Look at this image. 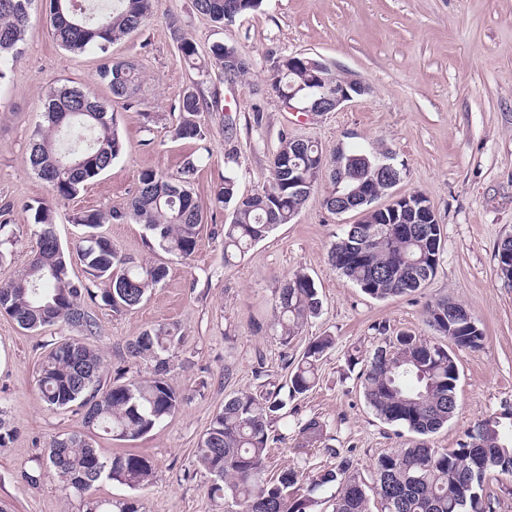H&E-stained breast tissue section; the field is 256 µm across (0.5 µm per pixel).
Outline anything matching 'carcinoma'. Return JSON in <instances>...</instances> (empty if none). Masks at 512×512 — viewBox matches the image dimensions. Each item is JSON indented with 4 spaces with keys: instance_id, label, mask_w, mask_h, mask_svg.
Here are the masks:
<instances>
[{
    "instance_id": "obj_1",
    "label": "carcinoma",
    "mask_w": 512,
    "mask_h": 512,
    "mask_svg": "<svg viewBox=\"0 0 512 512\" xmlns=\"http://www.w3.org/2000/svg\"><path fill=\"white\" fill-rule=\"evenodd\" d=\"M35 0H0V80L22 55V45ZM195 0V8L216 27L260 8L263 0ZM157 0H112L94 6L91 0H49L50 31L59 44L73 52L88 49L108 52L110 46L138 31L153 15ZM172 38L184 61L198 76L209 75L214 65L230 79L249 73L250 62L224 42L210 47L209 60L200 58L195 42L177 25ZM237 54L239 62L224 68V55ZM330 84H322L305 68L288 71V57L271 68V87L288 100V84L309 102L326 96ZM98 79L114 99L129 101L140 87V76L129 60L112 58L98 70ZM193 83L183 93L178 110L181 121L173 129L177 139H206L198 115L208 103ZM123 142L104 105L76 87L54 88L44 103V124L35 130L29 165L49 185L56 201L74 197L97 178L123 152ZM336 159H324L318 145L285 137L272 159V181L265 189L240 194L231 175L216 186L213 205L230 211L224 225V262L229 264L251 246L266 239L280 224L291 222L314 190L319 177L329 174L334 191L325 205L336 212V200L348 196L360 182L375 191L390 192L385 184L384 161L377 155L354 150ZM197 160L187 159L180 171L168 175L155 170L141 172L138 186L123 211H85L75 218L86 228L78 253L90 281L105 287L93 291L70 271V252L55 233L54 208L41 202L34 208L36 245L20 274L0 283V310L21 328L37 330L58 322L80 328L87 336L97 333L98 323L84 309L85 299L100 300L114 314L137 309L148 292L167 276L163 264L140 262L117 248L99 228L129 219L144 226L152 245L168 255L186 259L196 250L203 213L191 185ZM442 250L438 224H414L404 237L370 224L366 217L350 224L331 248L333 269L355 283L366 295L379 300L411 294L435 274ZM454 302L440 299L425 307L427 323L460 348L478 349L485 336L479 327L460 326ZM321 301L312 279L300 270L287 277L273 304L274 321L283 342L296 337L309 319L317 316ZM180 341L177 328L159 326L142 332L127 343L134 363L149 366L146 378L102 384L103 359L83 339L64 338L53 344L38 370L42 400L55 409L73 405L82 409L85 431L56 439L44 454L45 468L55 471L71 494L79 498L81 512H138L130 499L102 497L98 484L116 481L131 489L149 483L152 462L135 453L105 457L93 434L102 432L117 440L134 441L157 424L178 413L183 397L169 382L170 356ZM335 346V337L321 335L309 341L280 390L257 394L240 391L224 401L196 448L198 462L215 478L209 494L235 512H315L316 493L335 488L331 512H370V498L377 512H493L491 501L481 494L491 472H512V412L490 414L465 434L452 450L435 448L427 437L447 425L457 410L458 366L448 349L402 331L384 340L361 374L364 398L378 418L406 427L420 436L409 448L378 458L372 484L356 475V463L342 456L336 466L316 475L288 469L273 478L267 474L271 428L285 406L281 390L295 397L311 390L319 380V362ZM301 447L315 446L323 426L315 418L299 429ZM481 445L487 465L472 469L473 444Z\"/></svg>"
}]
</instances>
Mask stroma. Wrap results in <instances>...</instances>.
<instances>
[{
    "mask_svg": "<svg viewBox=\"0 0 512 512\" xmlns=\"http://www.w3.org/2000/svg\"><path fill=\"white\" fill-rule=\"evenodd\" d=\"M174 24L200 54L221 41L250 62L241 80L211 69L203 91L217 98L218 108L198 117L207 133L202 144L171 134L179 101L195 77L172 39ZM283 55L319 58L369 91L335 112L310 117L288 111L270 85L272 62ZM110 57L135 62L141 87L134 100L112 98L99 82L97 70ZM63 84L106 102L124 144L107 172L56 203L55 231L64 248L73 249L84 231L74 221L77 214L124 208L142 171L177 172L192 154L199 158L192 189L205 221L186 259L150 250L143 225L115 221L101 228L122 252L169 270L129 313L85 301L99 324L89 342L103 357V380L147 376L146 366L129 359L128 341L174 324L182 340L169 378L187 403L138 440L97 439L104 456L132 451L154 465L144 487L106 481L99 495L135 500L139 512H224L223 501L207 493L211 476L197 460L199 440L228 395L283 383L310 339L323 334L335 336L336 344L321 361L318 384L288 399V418L276 425L287 438L272 443L267 470L315 473L343 455L355 460L363 481H371L380 456L412 446L417 436L377 418L363 396L360 369L348 365L346 354L357 349L372 355L384 335L400 331L450 346L426 322L431 299L462 304L485 333L481 349L450 347L459 370L458 408L431 444L457 448L475 422L512 408V287L499 279L495 259L498 242L512 236V0H263L257 11L222 29L195 9L194 0H158L145 26L105 54L61 47L51 35L45 0H37L23 53L0 81V224L15 238L0 261V281L26 266L35 244L30 207L52 197L28 155L43 122L42 102ZM285 136L315 141L328 156L340 147L390 153L401 172L395 193L426 196L441 227L443 250L425 288L377 300L331 268L332 245L359 215L327 210L324 199L333 185L326 177L292 222L225 264L229 213L212 205L213 191L228 174L241 193L266 187ZM298 269L313 279L322 307L286 345L272 304L282 280ZM78 334L63 322L27 331L0 313V419L14 430L0 446V507L8 512L79 510L63 480L40 471L38 461L54 439L82 430V414L75 407H47L37 385L53 343ZM312 417L324 426V444L297 447L298 424ZM35 473L39 481L29 483Z\"/></svg>",
    "mask_w": 512,
    "mask_h": 512,
    "instance_id": "1",
    "label": "stroma"
}]
</instances>
